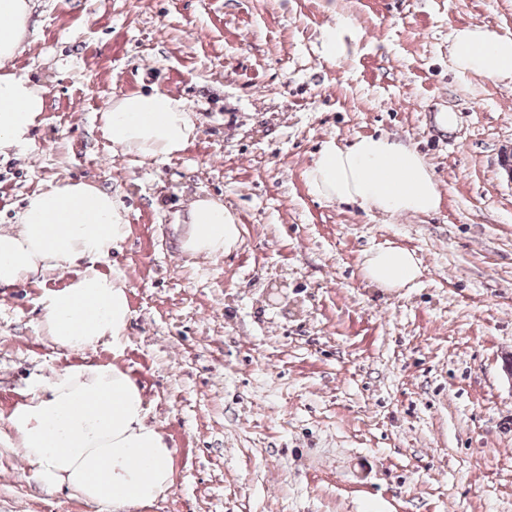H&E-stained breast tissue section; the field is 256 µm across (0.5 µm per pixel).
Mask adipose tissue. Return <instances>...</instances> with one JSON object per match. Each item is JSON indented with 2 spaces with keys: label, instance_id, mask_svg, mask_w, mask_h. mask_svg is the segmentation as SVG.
Masks as SVG:
<instances>
[{
  "label": "adipose tissue",
  "instance_id": "ef3b65f1",
  "mask_svg": "<svg viewBox=\"0 0 512 512\" xmlns=\"http://www.w3.org/2000/svg\"><path fill=\"white\" fill-rule=\"evenodd\" d=\"M31 10V0H0V151L19 146L45 110L43 89L6 69L23 50ZM449 52L460 71L512 80V37L472 24L454 29ZM103 131L117 153L165 159L196 137L197 124L184 100L151 89L114 99L103 114ZM307 181L315 197L370 214H429L440 204L439 185L423 156L385 135L348 145L323 142ZM126 214L118 197L86 181L64 180L33 192L17 228L0 230V288L110 256L128 234ZM239 234L221 201L200 198L183 222V249L219 257ZM364 273L380 287L402 288L422 271L412 253L386 247L368 253ZM130 318L124 285L92 266L46 297V337L70 352L119 341ZM6 424L39 480L70 496L139 512L164 499L174 482L172 450L147 423L140 389L115 364L88 363L32 378L27 401Z\"/></svg>",
  "mask_w": 512,
  "mask_h": 512
}]
</instances>
